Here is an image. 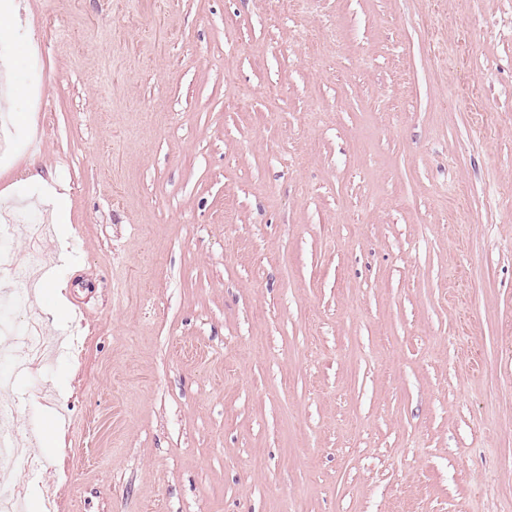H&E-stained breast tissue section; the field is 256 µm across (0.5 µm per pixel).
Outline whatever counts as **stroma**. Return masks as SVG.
I'll return each mask as SVG.
<instances>
[{"label":"stroma","mask_w":512,"mask_h":512,"mask_svg":"<svg viewBox=\"0 0 512 512\" xmlns=\"http://www.w3.org/2000/svg\"><path fill=\"white\" fill-rule=\"evenodd\" d=\"M6 216L22 512H512V0H20ZM41 253H34L26 265L15 263L8 249L0 250V274L2 277L28 283L34 273L44 263ZM7 304L15 309L25 312L27 327L20 336H12L13 345L9 350L2 349L0 357L13 365L15 370L28 365L30 361L43 354L48 345V340L37 330L39 316L31 307L29 296L25 292H17L11 295Z\"/></svg>","instance_id":"1"}]
</instances>
